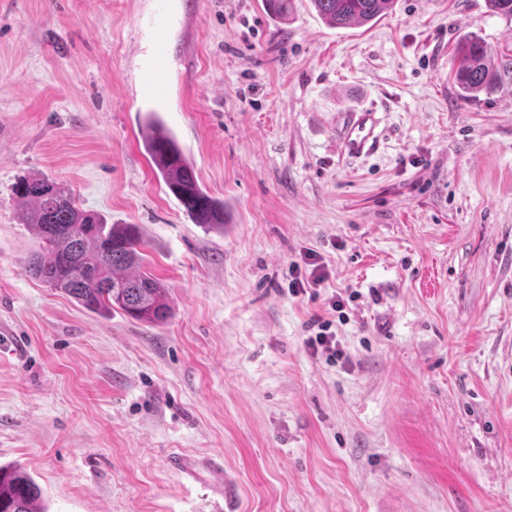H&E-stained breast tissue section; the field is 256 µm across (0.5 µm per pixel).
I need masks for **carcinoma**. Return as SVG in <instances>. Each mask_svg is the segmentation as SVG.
I'll return each instance as SVG.
<instances>
[{"label":"carcinoma","instance_id":"obj_1","mask_svg":"<svg viewBox=\"0 0 512 512\" xmlns=\"http://www.w3.org/2000/svg\"><path fill=\"white\" fill-rule=\"evenodd\" d=\"M331 27L367 24L392 11L396 0H311ZM290 0H264L276 22L287 16ZM456 82L464 94L488 88L494 81L491 51L478 38L457 47ZM144 149L164 184L193 221L224 227V201L200 185L175 134L154 114L141 126ZM15 192L24 223L33 227L38 249L28 259L30 273L83 308L101 314L115 310L143 323H162L172 316L163 283L143 269L142 239L135 224H104L77 205L74 191L40 176L22 178ZM42 490L20 465H0V512H46Z\"/></svg>","mask_w":512,"mask_h":512}]
</instances>
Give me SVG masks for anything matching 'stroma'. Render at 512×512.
<instances>
[{
    "label": "stroma",
    "mask_w": 512,
    "mask_h": 512,
    "mask_svg": "<svg viewBox=\"0 0 512 512\" xmlns=\"http://www.w3.org/2000/svg\"><path fill=\"white\" fill-rule=\"evenodd\" d=\"M467 35L496 84L464 98ZM153 107L223 230L153 169ZM364 107L379 143L349 158L337 129ZM31 175L139 226L171 318L93 313L30 274ZM309 252L326 279L289 295ZM316 316L348 363L305 348ZM175 453L220 458L223 512H512V24L485 0L343 28L311 0L283 24L262 0H0V464L48 512H212ZM169 60L165 47H160L143 69V75L157 84H164L168 74Z\"/></svg>",
    "instance_id": "obj_1"
}]
</instances>
